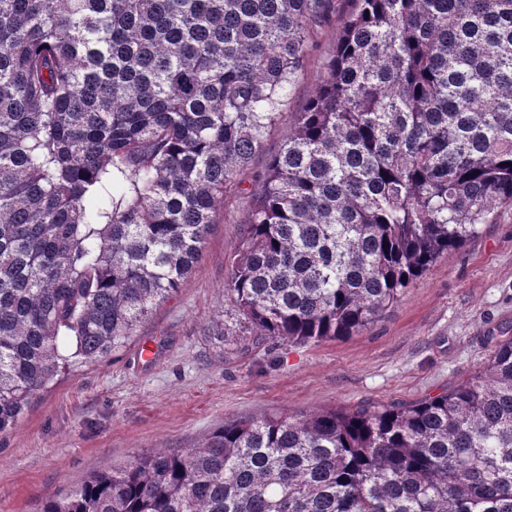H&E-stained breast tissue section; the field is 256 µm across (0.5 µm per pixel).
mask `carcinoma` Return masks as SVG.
I'll return each instance as SVG.
<instances>
[{
	"label": "carcinoma",
	"mask_w": 512,
	"mask_h": 512,
	"mask_svg": "<svg viewBox=\"0 0 512 512\" xmlns=\"http://www.w3.org/2000/svg\"><path fill=\"white\" fill-rule=\"evenodd\" d=\"M0 0V432L198 263L237 169L227 297L261 336H351L512 206V0ZM42 512H512V336L402 407L224 423ZM348 6L347 1L336 0V17L330 22L322 24L318 29L316 46L308 57L298 83L292 89L290 96H288V106L285 112H299L320 84L324 73L326 57L336 43L339 15L348 9Z\"/></svg>",
	"instance_id": "carcinoma-1"
}]
</instances>
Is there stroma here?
<instances>
[{
  "instance_id": "35a3bbf8",
  "label": "stroma",
  "mask_w": 512,
  "mask_h": 512,
  "mask_svg": "<svg viewBox=\"0 0 512 512\" xmlns=\"http://www.w3.org/2000/svg\"><path fill=\"white\" fill-rule=\"evenodd\" d=\"M337 21L322 24L288 111L320 84ZM289 131L281 123L237 175L196 267L115 351L65 370L0 433V512H41L91 475L157 448L196 446L224 421L283 411L411 405L482 369L512 335V206L441 255L356 335L257 339L227 299L249 191Z\"/></svg>"
}]
</instances>
